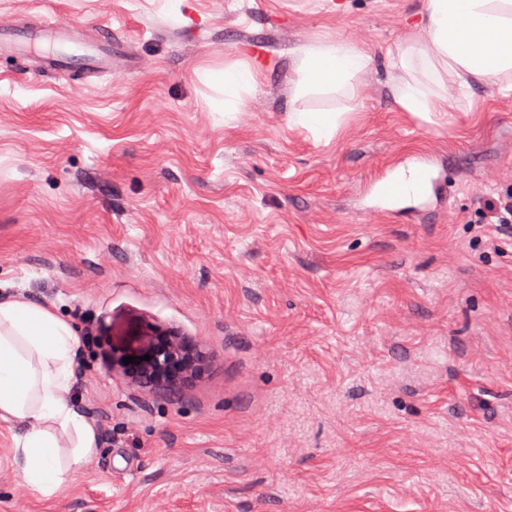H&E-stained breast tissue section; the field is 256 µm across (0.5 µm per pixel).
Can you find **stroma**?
Wrapping results in <instances>:
<instances>
[{
  "instance_id": "1",
  "label": "stroma",
  "mask_w": 512,
  "mask_h": 512,
  "mask_svg": "<svg viewBox=\"0 0 512 512\" xmlns=\"http://www.w3.org/2000/svg\"><path fill=\"white\" fill-rule=\"evenodd\" d=\"M423 0H0L108 27L112 72L0 63V297L80 337L100 449L62 498L23 484L0 422V512H512V96L396 110L385 54ZM354 41L355 98L292 100V51ZM259 88L224 119V69ZM346 115L329 143L288 105ZM425 163L436 193L374 187ZM210 356L178 394L131 383L151 326Z\"/></svg>"
}]
</instances>
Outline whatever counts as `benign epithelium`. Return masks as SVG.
<instances>
[{"label":"benign epithelium","mask_w":512,"mask_h":512,"mask_svg":"<svg viewBox=\"0 0 512 512\" xmlns=\"http://www.w3.org/2000/svg\"><path fill=\"white\" fill-rule=\"evenodd\" d=\"M144 354L150 359L129 366L128 378L152 389L180 391L200 378L208 364L207 352L197 343L167 328L151 331Z\"/></svg>","instance_id":"benign-epithelium-1"}]
</instances>
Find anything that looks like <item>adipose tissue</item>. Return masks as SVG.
<instances>
[{
    "instance_id": "obj_1",
    "label": "adipose tissue",
    "mask_w": 512,
    "mask_h": 512,
    "mask_svg": "<svg viewBox=\"0 0 512 512\" xmlns=\"http://www.w3.org/2000/svg\"><path fill=\"white\" fill-rule=\"evenodd\" d=\"M371 64L354 43L322 40L295 51L293 99L354 89ZM391 101L431 121L444 84L467 98L492 84L512 93V0H424L421 23L387 52ZM75 327L22 296L0 298V421L16 424L12 452L34 495H62L99 450L97 426L71 398Z\"/></svg>"
}]
</instances>
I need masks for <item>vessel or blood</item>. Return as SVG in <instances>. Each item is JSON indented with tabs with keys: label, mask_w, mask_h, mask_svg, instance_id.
<instances>
[{
	"label": "vessel or blood",
	"mask_w": 512,
	"mask_h": 512,
	"mask_svg": "<svg viewBox=\"0 0 512 512\" xmlns=\"http://www.w3.org/2000/svg\"><path fill=\"white\" fill-rule=\"evenodd\" d=\"M77 23L55 17L44 19L41 28L29 30L12 21H0V59L26 60L39 51L45 73L72 70L100 72L115 63L112 37L106 29H97L86 38L78 37Z\"/></svg>",
	"instance_id": "obj_1"
}]
</instances>
